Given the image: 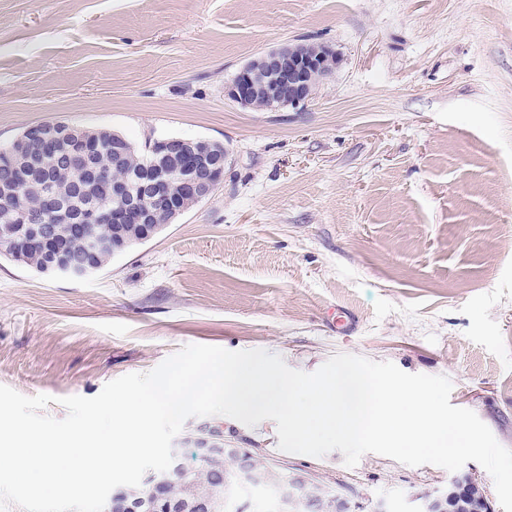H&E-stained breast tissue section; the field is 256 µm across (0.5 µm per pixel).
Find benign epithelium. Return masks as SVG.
I'll use <instances>...</instances> for the list:
<instances>
[{
	"mask_svg": "<svg viewBox=\"0 0 512 512\" xmlns=\"http://www.w3.org/2000/svg\"><path fill=\"white\" fill-rule=\"evenodd\" d=\"M336 52L325 46L315 49H298L292 44L263 52L245 65L227 88L229 99L243 108H257L258 86L255 77L258 68L279 82L270 94L267 108L277 110L304 105L314 98L318 82L331 77L337 68ZM31 136L39 139L40 156L53 160L79 157L87 166H92V143L81 129L59 124L46 128L45 124L31 126ZM228 156L211 155L200 139L171 137L152 146L145 161L147 173L127 181H116L108 175L97 174L105 202L86 207L74 218L78 232L89 233L91 227L100 223L107 214L119 222L139 224L145 241L153 238L159 224L170 223L181 214L164 189V183L172 176L179 177L186 191L201 202L209 197L220 184L224 175V164ZM23 178L7 155L0 162V182L12 183ZM64 209L62 200L50 189L42 193L38 210L21 209L0 226V235L12 239L22 248H36L49 256L42 273L80 279L91 275L94 269L79 266L66 259L65 246L56 238L55 226L47 223V217ZM200 458L211 466L218 467L224 457L231 453L238 462L235 482H255L263 478V470L254 461V455L244 448L224 447V432L218 428L203 427L196 436ZM178 473L177 463H172L166 472L153 471L147 475L156 494L168 478ZM416 512H459L464 502H470V512H490L483 489L466 474L451 479L445 490H434L418 498ZM313 483L283 478L279 512H313ZM112 512H159L158 500L135 501L125 493L112 495Z\"/></svg>",
	"mask_w": 512,
	"mask_h": 512,
	"instance_id": "benign-epithelium-1",
	"label": "benign epithelium"
}]
</instances>
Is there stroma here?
<instances>
[{
    "label": "stroma",
    "instance_id": "1",
    "mask_svg": "<svg viewBox=\"0 0 512 512\" xmlns=\"http://www.w3.org/2000/svg\"><path fill=\"white\" fill-rule=\"evenodd\" d=\"M339 65L306 105L224 94L286 43ZM62 121L135 143L224 142V179L83 279L0 258V385L96 396L188 344L315 372L338 353L443 375L512 449V0H0V144ZM358 329L337 334V309ZM234 448L350 512H414L452 474L279 446L275 421L210 417ZM188 419L173 441L195 466Z\"/></svg>",
    "mask_w": 512,
    "mask_h": 512
}]
</instances>
